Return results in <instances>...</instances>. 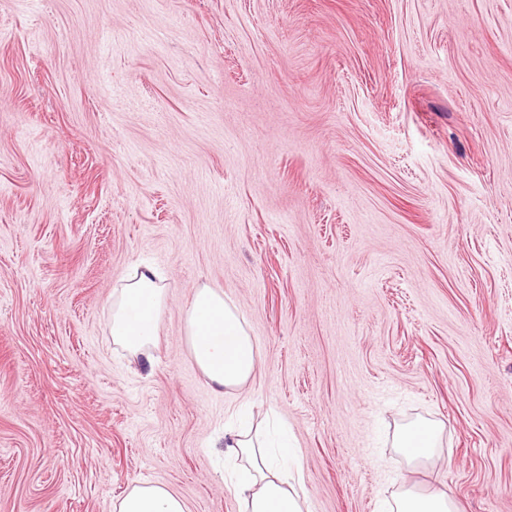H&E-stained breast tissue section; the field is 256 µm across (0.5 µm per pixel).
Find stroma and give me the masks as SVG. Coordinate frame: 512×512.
<instances>
[{"instance_id":"stroma-1","label":"stroma","mask_w":512,"mask_h":512,"mask_svg":"<svg viewBox=\"0 0 512 512\" xmlns=\"http://www.w3.org/2000/svg\"><path fill=\"white\" fill-rule=\"evenodd\" d=\"M140 262L149 363L109 328ZM204 284L260 354L231 395L185 345ZM243 404L310 512L403 478L512 512V0H0V512H240ZM113 297L110 320L113 343L149 363L167 309L166 284L154 267L144 264L124 279ZM443 426L434 422L420 423L405 430L398 437L396 447L400 448L409 463H422L432 459L441 447ZM407 448H419L411 452ZM116 512H187L184 502L162 485H134L115 505Z\"/></svg>"}]
</instances>
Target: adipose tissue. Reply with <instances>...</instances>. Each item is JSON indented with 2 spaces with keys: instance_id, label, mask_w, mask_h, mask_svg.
I'll return each instance as SVG.
<instances>
[{
  "instance_id": "1",
  "label": "adipose tissue",
  "mask_w": 512,
  "mask_h": 512,
  "mask_svg": "<svg viewBox=\"0 0 512 512\" xmlns=\"http://www.w3.org/2000/svg\"><path fill=\"white\" fill-rule=\"evenodd\" d=\"M167 309V287L150 265L135 268L116 288L110 330L114 344L132 356L151 360L159 325ZM185 342L199 371L215 393L241 389L253 376L258 351L244 315L224 298L221 289L196 288L184 311ZM443 427L424 422L400 434L396 446L409 462L432 459L441 445ZM286 428L275 431L260 423L226 433L227 453L239 461L242 475L227 482L244 505V512H308L301 470H294L281 453L288 447ZM384 512H456L447 492L419 493L402 489ZM115 512H186L184 502L162 485H134Z\"/></svg>"
}]
</instances>
